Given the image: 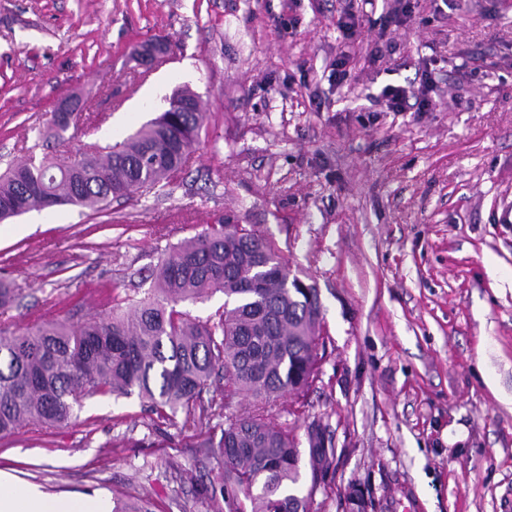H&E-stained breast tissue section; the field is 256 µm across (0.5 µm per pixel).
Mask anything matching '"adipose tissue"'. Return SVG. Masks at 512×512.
Instances as JSON below:
<instances>
[{"label":"adipose tissue","mask_w":512,"mask_h":512,"mask_svg":"<svg viewBox=\"0 0 512 512\" xmlns=\"http://www.w3.org/2000/svg\"><path fill=\"white\" fill-rule=\"evenodd\" d=\"M0 512H112L103 495H58L0 472Z\"/></svg>","instance_id":"1"}]
</instances>
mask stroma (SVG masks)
Listing matches in <instances>:
<instances>
[{
	"instance_id": "obj_1",
	"label": "stroma",
	"mask_w": 512,
	"mask_h": 512,
	"mask_svg": "<svg viewBox=\"0 0 512 512\" xmlns=\"http://www.w3.org/2000/svg\"><path fill=\"white\" fill-rule=\"evenodd\" d=\"M0 0V171L61 163L122 140L177 87L206 121L179 181L91 212L60 206L0 223V278L24 289L14 325L53 310L138 301L142 273L225 219L275 239L320 294L325 358L304 401L270 413L307 452L336 456L310 512H512V0ZM168 56L140 64L136 45ZM354 63L328 66L340 46ZM378 49L375 65L364 63ZM435 79L426 112H392L389 85ZM83 122L42 136L64 99ZM197 431L96 395L63 428L0 438V471L65 494H150L161 512L217 481Z\"/></svg>"
}]
</instances>
